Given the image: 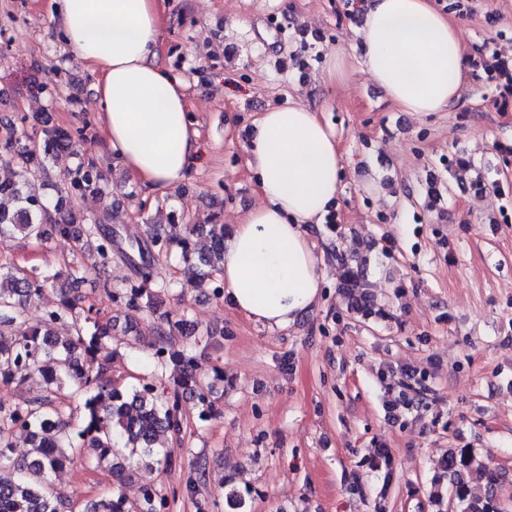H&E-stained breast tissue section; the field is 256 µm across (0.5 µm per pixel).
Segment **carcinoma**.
I'll list each match as a JSON object with an SVG mask.
<instances>
[{
	"label": "carcinoma",
	"mask_w": 512,
	"mask_h": 512,
	"mask_svg": "<svg viewBox=\"0 0 512 512\" xmlns=\"http://www.w3.org/2000/svg\"><path fill=\"white\" fill-rule=\"evenodd\" d=\"M42 145L31 148L20 138L0 150V198L13 207L0 206V244L14 241L44 244L52 239L74 240L80 244L81 260L66 267V278L83 282L91 274L98 284L109 287L104 278L112 262L113 233L101 224H81L76 215L57 208L49 213L43 200L30 192L31 179L45 170V162L58 151L72 145V131L51 127L42 131ZM73 192L100 195V174L91 161H81L68 173ZM186 234L149 227L139 245L158 256L180 252L184 262H196L192 279L181 288H210L223 295V286L213 280L224 262V225L187 224ZM344 267L343 288L356 312L367 318L374 314V304L358 300L359 289L366 287L359 272L344 257H336ZM142 283L115 297L131 307L147 309L153 317L154 368L172 360L182 366L178 384L170 393L157 392L149 379L138 384L118 385L108 376L115 350L112 322H103L98 312L85 306L80 295L61 293L59 303L44 311L40 323H28V308L57 274L37 272L14 264L0 265V379L15 380L21 370L36 369L43 379L41 394L23 404L0 403V470L16 477L0 482V512H67L69 500L54 491L50 476L67 463L81 460L112 474L115 490L111 496L87 501L84 512H161L169 504L160 488L147 487L133 510L125 508L122 485L141 468L162 466L175 468L167 443L183 441L185 418L180 399L192 395L197 401V419L209 422L216 418V385L220 375L209 379L195 364V351L205 352L212 335L191 324L185 315L171 317L158 313V298L172 290L158 270L155 259L142 261ZM193 337V343L175 349L179 340ZM74 395L84 397L79 419L65 412L64 400ZM29 443L26 456L17 458L16 439ZM450 496L459 512H499L489 500L470 496L469 486L484 482L493 487L500 473L489 459L470 450H451L444 462Z\"/></svg>",
	"instance_id": "cac0c4a2"
}]
</instances>
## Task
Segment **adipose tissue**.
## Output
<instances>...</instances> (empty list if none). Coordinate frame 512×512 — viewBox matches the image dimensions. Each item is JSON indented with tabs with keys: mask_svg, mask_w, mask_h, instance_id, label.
<instances>
[{
	"mask_svg": "<svg viewBox=\"0 0 512 512\" xmlns=\"http://www.w3.org/2000/svg\"><path fill=\"white\" fill-rule=\"evenodd\" d=\"M354 49L363 70L405 111L457 106L466 47L431 0H359ZM69 50L100 75L96 94L113 156L144 195L181 186L200 151L183 83L161 61L159 0H53ZM261 203L224 244L220 279L233 307L284 329L319 303L322 273L309 224L322 223L341 178L336 137L300 103L263 112L249 142Z\"/></svg>",
	"mask_w": 512,
	"mask_h": 512,
	"instance_id": "obj_1",
	"label": "adipose tissue"
}]
</instances>
